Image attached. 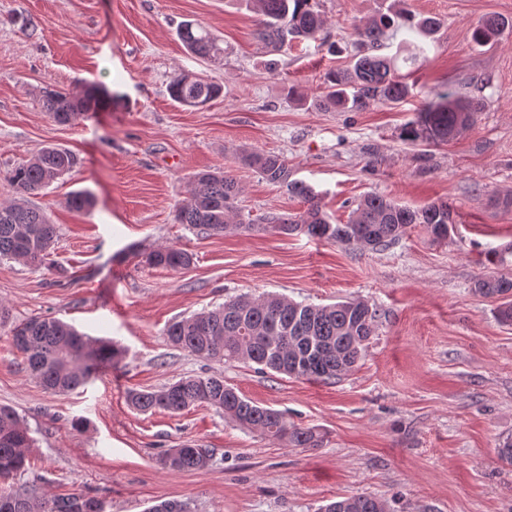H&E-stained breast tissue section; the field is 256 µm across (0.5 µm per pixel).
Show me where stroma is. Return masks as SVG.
Wrapping results in <instances>:
<instances>
[{
	"instance_id": "obj_1",
	"label": "stroma",
	"mask_w": 512,
	"mask_h": 512,
	"mask_svg": "<svg viewBox=\"0 0 512 512\" xmlns=\"http://www.w3.org/2000/svg\"><path fill=\"white\" fill-rule=\"evenodd\" d=\"M406 3L442 22L424 59L398 65L409 96L345 111L321 106L323 77L348 65L353 24L385 10V0H319L321 41L271 56L254 38L248 0H0V203L14 197L7 174L43 146L81 160L28 198L58 227L57 271L0 259L9 312L0 404L23 416L34 439L18 483L88 492L106 512L167 500L191 512H318L360 493L392 512H512V466L497 456L512 436V325L497 319V300L474 291L478 279L512 272V32L471 40L487 16L512 20V0ZM185 21L223 38L221 63L186 50L177 34ZM187 73L223 84V97L201 109L175 102L168 86ZM87 85L103 98L97 112L66 126L48 118L44 89ZM447 91L481 98L474 124L443 145L406 141L405 125ZM251 151L284 158L333 222L377 194L409 207L448 201L457 224L442 243L415 226L372 250L176 223L192 176L210 167L239 182L243 215L303 211L242 162ZM76 191L92 195L88 211L66 208ZM160 245L183 249L190 265L170 271L135 256ZM265 293L312 305L363 300L376 312L364 357L340 379L308 381L204 361L165 340L175 319ZM33 316L113 340L125 356L74 392H47L10 336L12 323ZM211 374L314 429L321 447L242 429L207 406L140 414L127 404L129 390ZM78 419L85 428H74ZM186 443L210 449L209 466L164 468L162 455Z\"/></svg>"
}]
</instances>
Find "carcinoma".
<instances>
[{"instance_id":"carcinoma-1","label":"carcinoma","mask_w":512,"mask_h":512,"mask_svg":"<svg viewBox=\"0 0 512 512\" xmlns=\"http://www.w3.org/2000/svg\"><path fill=\"white\" fill-rule=\"evenodd\" d=\"M259 19L256 35L263 46L278 52L294 42L316 40L324 30L325 19L317 0H254ZM512 23L489 16L472 30L471 38L483 44L501 36ZM402 29L426 37L440 29L433 16L416 15L404 7V0H392L387 12L353 28V61L324 76L322 103L338 109L364 110L370 106L394 105L406 99L409 86L398 73L396 58L380 53L384 39ZM178 36L195 56L209 62L224 58L221 39L210 29L186 21ZM224 87L211 80L183 74L173 80L170 94L174 101L200 108L219 98ZM42 103L48 116L58 125L100 107V95L92 86L78 91L46 90ZM480 100L443 94L419 110L417 120L405 129L411 142L445 144L461 136L481 111ZM244 164L255 168L268 182L286 187L304 204L299 214L270 213L263 223L243 218L237 207L240 192L236 179L221 168L197 173L187 197L176 209V221L214 234L229 230L295 232L307 226V234L319 240L357 248L377 249L400 239L419 224L434 240L438 226L455 228L454 211L444 200L409 208L380 195L361 199L345 224H333L322 210L321 199L313 187L292 179L284 159L275 154L248 152ZM79 164L72 152L46 146L29 161L15 167L7 182L17 199L0 204V258L18 260L34 271L50 272L56 240V225L41 210L25 203L33 195ZM93 198L77 192L66 200L69 209H89ZM145 263L177 271L188 266L191 256L175 247L164 246L144 254ZM512 288V276L501 274L477 281L475 292L495 298L503 285ZM376 314L360 299L312 306L294 302L279 294L243 295L223 305L175 320L167 325V342L201 359L254 363L289 377L313 381L337 379L359 362L375 332ZM13 346L27 363L32 377L46 391L67 393L85 385L100 369L118 363L124 349L114 343L87 336L53 317H31L11 328ZM128 404L135 411L156 410L178 414L206 405L224 414L243 428L264 436L286 440L295 447L317 448L320 437L312 429L291 426L278 411L241 396L224 383L221 375L187 376L157 390L131 389ZM33 438L19 414L0 405V478H12L25 470ZM207 449L186 444L174 448L163 458L164 467L175 471H197L208 467ZM11 512H88L89 502L102 500L83 492L59 496L48 491L19 485L9 491ZM321 512H389L387 503L369 494H358L333 501Z\"/></svg>"}]
</instances>
